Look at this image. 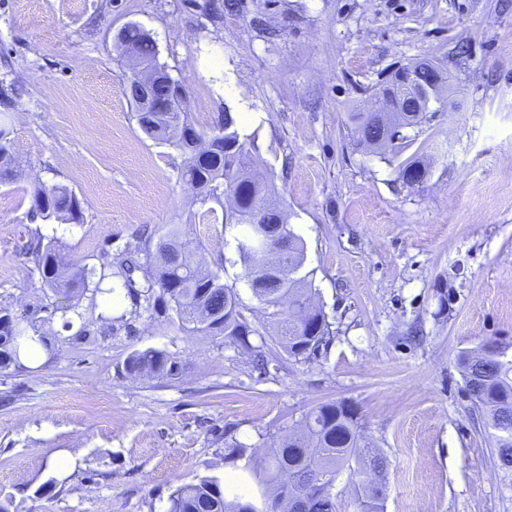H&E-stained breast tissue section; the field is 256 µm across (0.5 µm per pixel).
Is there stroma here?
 <instances>
[{"instance_id": "stroma-1", "label": "stroma", "mask_w": 512, "mask_h": 512, "mask_svg": "<svg viewBox=\"0 0 512 512\" xmlns=\"http://www.w3.org/2000/svg\"><path fill=\"white\" fill-rule=\"evenodd\" d=\"M209 2L0 0V128L19 165L0 184V308L42 297L16 252L28 231L82 266L176 224L259 319L236 229L204 214L179 151L141 131L124 93L116 35L135 24L198 129L248 113L255 166L304 241L334 337L307 362L265 338L272 370L257 380L241 351L164 321L94 344L43 324L58 356L0 374V505L167 512L177 486L241 475L227 446L260 460L263 436L345 401L391 462L384 512H512V468L458 366L489 339L512 351V0H236L217 21ZM420 59L445 65L446 107L398 154L358 148L350 113ZM411 157L428 169L413 186L399 173ZM36 180L71 190L82 222L31 220ZM146 348L178 354V378L129 377L126 358Z\"/></svg>"}]
</instances>
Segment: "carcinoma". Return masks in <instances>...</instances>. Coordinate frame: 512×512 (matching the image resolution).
I'll return each instance as SVG.
<instances>
[{"instance_id":"obj_1","label":"carcinoma","mask_w":512,"mask_h":512,"mask_svg":"<svg viewBox=\"0 0 512 512\" xmlns=\"http://www.w3.org/2000/svg\"><path fill=\"white\" fill-rule=\"evenodd\" d=\"M123 43L132 46L146 66L167 70L159 63L155 42L139 27H125ZM441 72H446L441 65L422 60L413 67L411 83L404 71L391 75L389 85L380 91L392 105L394 122L422 130L431 102L442 98L437 84ZM182 90L176 79L161 81L155 95L178 100ZM136 117L145 135L170 142L181 152L180 177L197 184L195 200L222 206L224 225L240 229L236 249L243 280L263 321L256 325L246 317L236 284L191 261L189 242L175 226L161 234L137 235L116 255L104 248L96 264L74 270L61 263L57 242L46 243L31 232L19 245V256L31 276L38 278L43 302L0 325V372L27 368L34 341L47 356L57 355L59 347L41 334L38 322L59 318L69 329L71 316L82 317L75 298L87 296L94 303L100 295L120 293L131 301V310L119 315L101 311L81 325L73 340L94 342L122 329L130 336L133 322L144 317L220 338L249 354L263 371L269 361L252 338L268 332L288 356L312 359L331 340V322L315 303L307 276L300 275L305 253L301 237L290 229L275 249L268 248L266 234L288 226V221L274 199V187L249 169L255 140L240 134L229 110L215 136L197 130L187 112L176 107L148 114L138 111ZM349 120L359 147L395 154L411 142L406 131L388 129L382 120L370 122L362 112L350 113ZM16 172L13 149L0 143V183L15 180ZM30 196L32 217L81 223L80 203L67 188L38 184ZM45 310L48 315L38 316ZM458 362L469 398L490 420L500 464L512 468V358L501 343L490 340L478 351L461 355ZM182 369L176 354L155 348L137 350L124 362L131 377L175 379ZM345 407L343 401L321 403L268 445L258 464L246 467L256 488L250 496L230 497L219 477L203 476L171 492L168 512H383L389 461L370 446L357 410L348 412Z\"/></svg>"}]
</instances>
